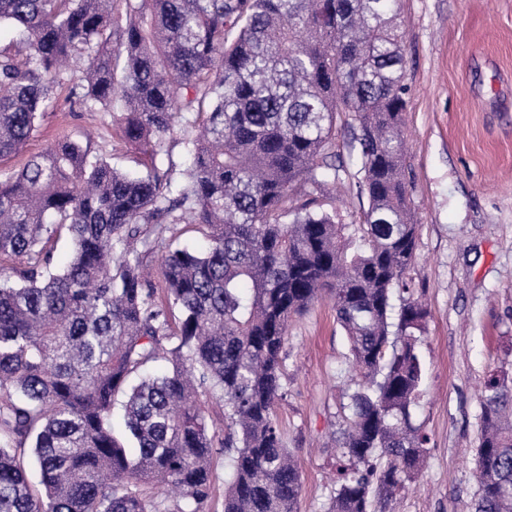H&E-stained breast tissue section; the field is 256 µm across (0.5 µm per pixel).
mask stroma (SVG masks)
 I'll list each match as a JSON object with an SVG mask.
<instances>
[{"instance_id":"35a3bbf8","label":"stroma","mask_w":512,"mask_h":512,"mask_svg":"<svg viewBox=\"0 0 512 512\" xmlns=\"http://www.w3.org/2000/svg\"><path fill=\"white\" fill-rule=\"evenodd\" d=\"M397 21L409 87L405 182L420 226L406 278L427 310L414 421L429 454L387 512H471L483 386L490 372L512 373V0H399ZM66 135L117 168L140 169L139 148L111 113L62 88L23 151L0 159V181ZM358 169L348 162L336 187L337 223H360L368 206ZM283 369L276 417L302 474L298 512H327L354 373L331 302L291 320Z\"/></svg>"}]
</instances>
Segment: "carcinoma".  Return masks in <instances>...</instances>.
I'll return each instance as SVG.
<instances>
[{"label": "carcinoma", "instance_id": "obj_1", "mask_svg": "<svg viewBox=\"0 0 512 512\" xmlns=\"http://www.w3.org/2000/svg\"><path fill=\"white\" fill-rule=\"evenodd\" d=\"M397 2L0 0V158L31 139L66 61L85 58L69 96L123 102L116 123L150 160L133 176L68 136L0 181V512H204L220 452L224 512H297L275 407L289 321L322 297L358 375L328 512H384L416 481L426 310L405 297L418 224ZM343 114L368 200L348 233L324 208L345 171ZM179 120L200 132L177 177L157 159ZM176 224L201 237L175 245ZM476 480L472 512H512L504 371L484 384ZM169 486L171 506L155 497Z\"/></svg>", "mask_w": 512, "mask_h": 512}]
</instances>
